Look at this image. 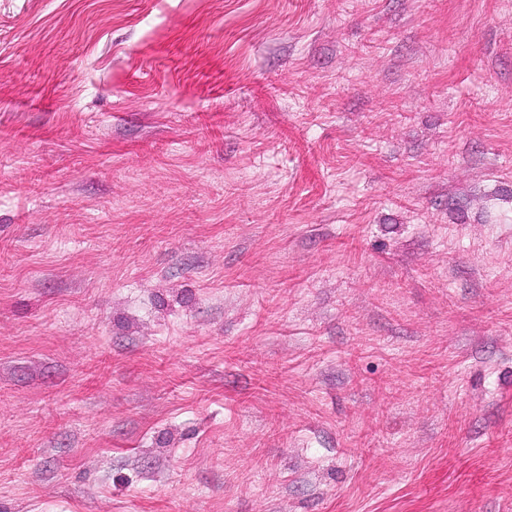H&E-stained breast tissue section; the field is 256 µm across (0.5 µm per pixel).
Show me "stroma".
<instances>
[{
	"label": "stroma",
	"mask_w": 512,
	"mask_h": 512,
	"mask_svg": "<svg viewBox=\"0 0 512 512\" xmlns=\"http://www.w3.org/2000/svg\"><path fill=\"white\" fill-rule=\"evenodd\" d=\"M0 512H512V0H0Z\"/></svg>",
	"instance_id": "stroma-1"
}]
</instances>
